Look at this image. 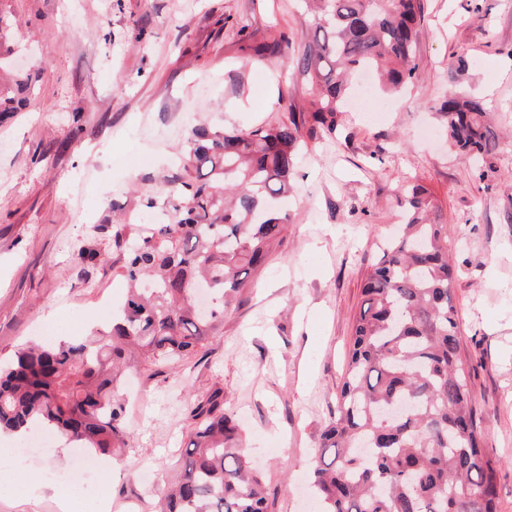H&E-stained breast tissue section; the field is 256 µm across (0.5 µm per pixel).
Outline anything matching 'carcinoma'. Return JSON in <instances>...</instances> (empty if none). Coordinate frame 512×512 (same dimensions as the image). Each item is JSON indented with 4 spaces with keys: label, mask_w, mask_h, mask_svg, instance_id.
Listing matches in <instances>:
<instances>
[{
    "label": "carcinoma",
    "mask_w": 512,
    "mask_h": 512,
    "mask_svg": "<svg viewBox=\"0 0 512 512\" xmlns=\"http://www.w3.org/2000/svg\"><path fill=\"white\" fill-rule=\"evenodd\" d=\"M312 39L290 59L318 90L288 120L222 131L193 128L183 174L161 192L169 223L124 251L129 295L112 328L80 343L21 348L0 365V428L56 430L83 448L121 456L123 368L176 364L224 328L234 299L283 241L278 202L311 143L336 134L355 77L413 83L423 0H304ZM17 91L0 84V114ZM438 111L448 150L491 167L499 141L484 99L449 93ZM404 221L366 272L336 413L321 436L313 487L318 512H498L497 461L480 431L454 302L448 226L408 188ZM178 477L157 512H268L258 472L215 389L189 411Z\"/></svg>",
    "instance_id": "carcinoma-1"
}]
</instances>
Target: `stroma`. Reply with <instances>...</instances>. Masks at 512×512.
<instances>
[{"label":"stroma","instance_id":"obj_1","mask_svg":"<svg viewBox=\"0 0 512 512\" xmlns=\"http://www.w3.org/2000/svg\"><path fill=\"white\" fill-rule=\"evenodd\" d=\"M413 86L350 108L340 132L303 158L291 223L239 306L205 348L175 367L141 366L144 398L127 410L123 462L89 475L78 512H141L174 479L188 410L224 391L271 512H316L308 485L343 366L368 266L400 222L398 197L423 185L450 225L463 352L480 427L512 512V0H423ZM15 68L35 74L19 111L0 116V361L43 340L88 336L126 296L111 225L152 224L142 202L179 173L193 126L285 119L312 88L288 64L310 39L296 0H0ZM278 42L256 58L249 42ZM464 58L451 78L450 61ZM484 97L500 146L486 176L450 154L438 103L450 88ZM81 249L100 254L79 263ZM0 434V512H60L49 479L75 448L20 460ZM30 484H10L16 464ZM43 496L30 503L31 485Z\"/></svg>","mask_w":512,"mask_h":512}]
</instances>
